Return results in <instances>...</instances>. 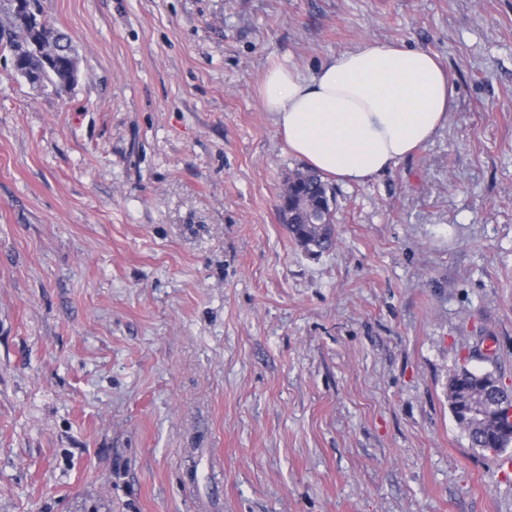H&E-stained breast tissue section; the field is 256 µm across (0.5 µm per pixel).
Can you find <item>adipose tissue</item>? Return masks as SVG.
Wrapping results in <instances>:
<instances>
[{"instance_id":"ef3b65f1","label":"adipose tissue","mask_w":512,"mask_h":512,"mask_svg":"<svg viewBox=\"0 0 512 512\" xmlns=\"http://www.w3.org/2000/svg\"><path fill=\"white\" fill-rule=\"evenodd\" d=\"M257 95L291 154L324 177L363 185L433 139L456 90L431 52L367 41L309 77L272 63Z\"/></svg>"}]
</instances>
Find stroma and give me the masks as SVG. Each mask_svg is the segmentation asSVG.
Returning a JSON list of instances; mask_svg holds the SVG:
<instances>
[{
  "mask_svg": "<svg viewBox=\"0 0 512 512\" xmlns=\"http://www.w3.org/2000/svg\"><path fill=\"white\" fill-rule=\"evenodd\" d=\"M42 7L78 79L0 56V512H512L448 402L463 365L512 381V0ZM369 40L435 54L456 105L333 183L311 255L256 87Z\"/></svg>",
  "mask_w": 512,
  "mask_h": 512,
  "instance_id": "obj_1",
  "label": "stroma"
}]
</instances>
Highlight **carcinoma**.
I'll return each mask as SVG.
<instances>
[{
    "instance_id": "1",
    "label": "carcinoma",
    "mask_w": 512,
    "mask_h": 512,
    "mask_svg": "<svg viewBox=\"0 0 512 512\" xmlns=\"http://www.w3.org/2000/svg\"><path fill=\"white\" fill-rule=\"evenodd\" d=\"M29 47L24 57L11 56L12 69L22 77L35 74L46 84L63 92L77 49L73 42L46 23L42 26L18 22L12 0H0V51H13L18 45ZM331 188L321 177L308 169H297L288 176L280 194V216L288 233L310 254H322L335 245L330 219L329 193ZM494 379L491 372H478L466 366L456 369L448 387L478 393ZM458 425L467 434L473 448H507L512 440L500 434V426L484 420L460 417Z\"/></svg>"
}]
</instances>
